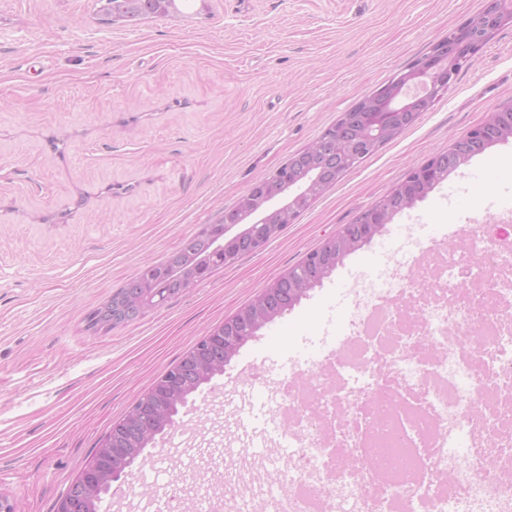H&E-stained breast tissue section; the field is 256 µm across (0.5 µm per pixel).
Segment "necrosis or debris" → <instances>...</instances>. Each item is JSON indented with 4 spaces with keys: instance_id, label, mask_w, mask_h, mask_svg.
Instances as JSON below:
<instances>
[{
    "instance_id": "1",
    "label": "necrosis or debris",
    "mask_w": 512,
    "mask_h": 512,
    "mask_svg": "<svg viewBox=\"0 0 512 512\" xmlns=\"http://www.w3.org/2000/svg\"><path fill=\"white\" fill-rule=\"evenodd\" d=\"M465 234L482 266L401 246L407 276L355 296L337 361L276 397L278 489L228 478L209 512H512V239Z\"/></svg>"
}]
</instances>
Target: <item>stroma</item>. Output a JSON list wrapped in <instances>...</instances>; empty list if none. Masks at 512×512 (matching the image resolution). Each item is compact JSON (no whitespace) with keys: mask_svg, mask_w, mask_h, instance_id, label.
Segmentation results:
<instances>
[{"mask_svg":"<svg viewBox=\"0 0 512 512\" xmlns=\"http://www.w3.org/2000/svg\"><path fill=\"white\" fill-rule=\"evenodd\" d=\"M94 0H0V493L54 512L98 441L205 331L489 113L512 107V26L464 63L428 112L346 173L258 252L135 321L86 315L181 241L218 223L251 183L318 139L366 94L429 55L483 0H195L110 26ZM512 218V139L454 170L299 303L148 445L217 435L215 471L273 483L278 453H243L235 406L275 397L305 360L332 356L350 285L393 272L397 236L461 246L466 224Z\"/></svg>","mask_w":512,"mask_h":512,"instance_id":"35a3bbf8","label":"stroma"}]
</instances>
